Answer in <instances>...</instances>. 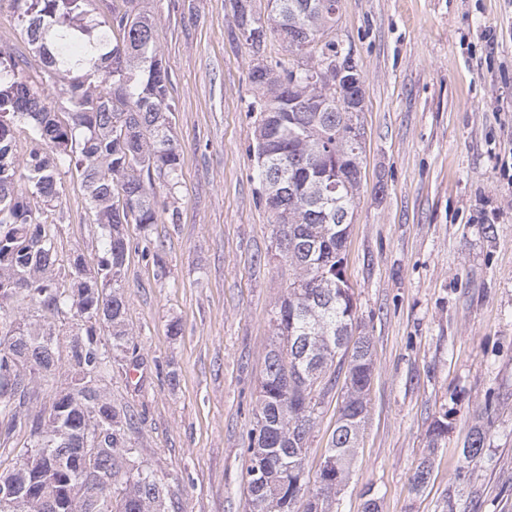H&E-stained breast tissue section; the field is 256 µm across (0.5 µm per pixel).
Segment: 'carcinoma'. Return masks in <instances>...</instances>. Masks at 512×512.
Instances as JSON below:
<instances>
[{
	"label": "carcinoma",
	"instance_id": "obj_1",
	"mask_svg": "<svg viewBox=\"0 0 512 512\" xmlns=\"http://www.w3.org/2000/svg\"><path fill=\"white\" fill-rule=\"evenodd\" d=\"M12 2L41 71L30 75L23 52L0 45V286L24 276L29 288L17 302L33 306L40 319L0 310V333L15 338L13 346L0 347V436L8 439L24 426L42 436V443L33 440L24 452L33 457L32 467L1 473L0 484L37 487L51 481L65 488L84 481L77 446L47 440L62 426L75 436L94 427L92 404L105 397L98 378L133 345L120 284L129 251L125 226L137 224L147 232L158 223L157 192L175 193L181 162L171 135L169 64L156 41L154 19L139 0H111L107 14L95 12V0ZM249 2L232 0L236 25L264 41L279 38L300 61L254 66L248 74L254 91L249 112L256 114L248 151L263 160L255 165L260 200L293 271L288 295L273 311L278 342L265 355L256 424L248 433V488L253 512H294L293 490L306 483V447L318 414L314 392L327 393L342 374L341 415L308 508L329 512L349 477L372 376L367 337H358L346 356L355 312L348 282L336 286L350 226L336 216L354 211L361 184L352 174L361 154L346 145L329 66L350 52L333 36L340 0H268L264 18L246 9ZM46 84L57 89L64 106L48 100ZM21 125L36 143L22 159L15 153ZM345 152V180L334 191L336 155ZM73 172L103 244L94 275L87 273L83 256L70 259L66 287L55 282L58 252L42 216L57 207L64 177ZM280 181L291 188L285 206L273 196ZM67 314L75 325L88 326L85 345L70 357L69 393L59 401L62 419L31 418L25 406L36 377L9 370L8 362L18 356L55 370V356L37 336L44 328L55 330L52 320ZM105 404L112 409V431H103L98 468L123 479L112 489L117 507L97 511L75 494L59 498L58 512H154L166 488L153 472L135 466L133 416ZM484 441L482 429L474 428L463 446L461 469L479 462Z\"/></svg>",
	"mask_w": 512,
	"mask_h": 512
}]
</instances>
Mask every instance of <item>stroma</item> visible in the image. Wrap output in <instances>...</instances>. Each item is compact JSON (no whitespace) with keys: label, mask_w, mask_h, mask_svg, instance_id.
Masks as SVG:
<instances>
[{"label":"stroma","mask_w":512,"mask_h":512,"mask_svg":"<svg viewBox=\"0 0 512 512\" xmlns=\"http://www.w3.org/2000/svg\"><path fill=\"white\" fill-rule=\"evenodd\" d=\"M145 4L169 63L180 185L150 231L126 227L121 283L140 375L117 361L100 386L135 414L131 438L167 487L164 512H249L247 435L291 277L248 152L253 56L230 0ZM336 38L364 77L363 182L343 254L373 369L333 512H364L370 499L379 512H512V0H342ZM55 224L57 281L77 253L96 269L99 229L77 177ZM55 325L57 369L35 384L34 414L65 385L72 320ZM341 401L338 387L323 400L307 477ZM438 419L448 431L433 448ZM478 424L484 455L458 477Z\"/></svg>","instance_id":"35a3bbf8"}]
</instances>
